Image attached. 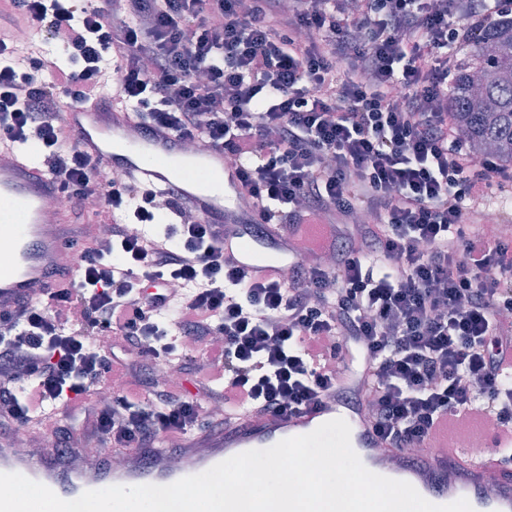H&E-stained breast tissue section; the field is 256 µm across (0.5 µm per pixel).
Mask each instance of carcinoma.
<instances>
[{
  "instance_id": "obj_1",
  "label": "carcinoma",
  "mask_w": 512,
  "mask_h": 512,
  "mask_svg": "<svg viewBox=\"0 0 512 512\" xmlns=\"http://www.w3.org/2000/svg\"><path fill=\"white\" fill-rule=\"evenodd\" d=\"M454 121L470 150L512 166V18L485 30L451 85Z\"/></svg>"
}]
</instances>
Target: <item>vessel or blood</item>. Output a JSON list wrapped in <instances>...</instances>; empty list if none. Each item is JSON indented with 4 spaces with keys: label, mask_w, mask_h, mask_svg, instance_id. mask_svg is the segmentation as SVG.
Masks as SVG:
<instances>
[{
    "label": "vessel or blood",
    "mask_w": 512,
    "mask_h": 512,
    "mask_svg": "<svg viewBox=\"0 0 512 512\" xmlns=\"http://www.w3.org/2000/svg\"><path fill=\"white\" fill-rule=\"evenodd\" d=\"M67 125L81 132V147L106 167L122 169L135 186L162 193L168 190L191 202L197 217L223 230L220 243L226 256L256 281L280 280L301 256L286 244L279 225L259 223L253 205L239 189L237 171L224 161V151L199 142L193 152L182 150L178 139L166 132L143 133L136 141L125 138L130 121L124 103L113 98L108 107L80 101L63 115ZM0 315L11 312L18 300L36 301L53 285L56 259L71 237L67 209L56 214L55 231L45 232V210L58 196L55 181L41 163L20 150H0ZM344 419L350 426V443L362 464L372 455H392V448L377 441L361 406L329 398L323 404L285 417H270L255 423L247 417L224 429L223 435L198 432L180 448L183 466L172 470L164 447L129 448L126 468L115 472L105 465L84 467L83 453L51 458L41 465L18 457L9 441H0V472L19 473L42 483L64 500L78 498L88 490L114 485H169L202 473L214 465L249 450H262L283 439L308 434L320 425ZM463 429L444 430L409 463L399 478L416 483L420 472L436 482L417 485L430 503L445 505L466 499L474 512H512V468L502 467L498 457L475 458L460 447Z\"/></svg>",
    "instance_id": "b4317fda"
}]
</instances>
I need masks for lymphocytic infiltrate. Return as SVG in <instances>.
<instances>
[{"label": "lymphocytic infiltrate", "mask_w": 512, "mask_h": 512, "mask_svg": "<svg viewBox=\"0 0 512 512\" xmlns=\"http://www.w3.org/2000/svg\"><path fill=\"white\" fill-rule=\"evenodd\" d=\"M10 10L70 64L22 62L0 36V132L37 143L63 197L92 206L108 232L78 279L0 316L1 431L36 423L60 455L117 456L223 425L213 405L258 418L340 396L356 349L369 375L353 400L389 447H424L475 415L512 431V244L485 233L479 207L512 170L470 153L450 104L461 40L512 18V0H11ZM109 57L134 128L221 147L259 216L289 238L326 225L308 262L251 280L172 195L177 223L131 233L153 221L154 197L101 179L62 119L75 101L109 105ZM119 212L125 222L113 223ZM146 278L183 284L171 320ZM160 361L174 373L165 384L147 376Z\"/></svg>", "instance_id": "obj_1"}]
</instances>
